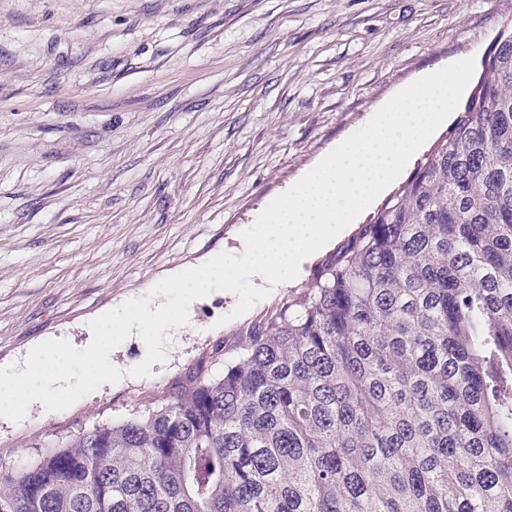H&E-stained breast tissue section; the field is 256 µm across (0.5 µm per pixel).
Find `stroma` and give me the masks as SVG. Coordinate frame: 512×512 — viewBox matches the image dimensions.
I'll use <instances>...</instances> for the list:
<instances>
[{
	"instance_id": "obj_1",
	"label": "stroma",
	"mask_w": 512,
	"mask_h": 512,
	"mask_svg": "<svg viewBox=\"0 0 512 512\" xmlns=\"http://www.w3.org/2000/svg\"><path fill=\"white\" fill-rule=\"evenodd\" d=\"M510 21L512 0H0V367L49 337L84 349L90 320L239 254L269 200ZM286 294L238 317L232 292L196 299L147 377L129 336L120 381L0 417V455L124 423L192 369L221 377L217 352Z\"/></svg>"
}]
</instances>
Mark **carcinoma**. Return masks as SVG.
<instances>
[{"instance_id":"obj_1","label":"carcinoma","mask_w":512,"mask_h":512,"mask_svg":"<svg viewBox=\"0 0 512 512\" xmlns=\"http://www.w3.org/2000/svg\"><path fill=\"white\" fill-rule=\"evenodd\" d=\"M412 175L211 379L20 467L0 512H512V23Z\"/></svg>"}]
</instances>
